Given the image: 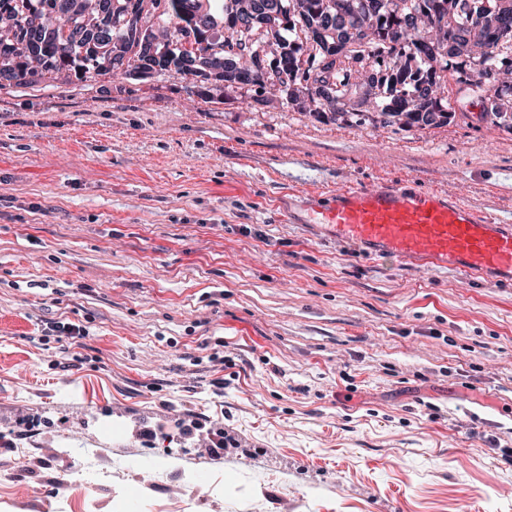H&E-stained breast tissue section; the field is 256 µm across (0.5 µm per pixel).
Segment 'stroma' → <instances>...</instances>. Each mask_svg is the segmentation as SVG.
Masks as SVG:
<instances>
[{
	"mask_svg": "<svg viewBox=\"0 0 512 512\" xmlns=\"http://www.w3.org/2000/svg\"><path fill=\"white\" fill-rule=\"evenodd\" d=\"M383 182L512 222V131L173 70L0 87V512H512V284L295 219Z\"/></svg>",
	"mask_w": 512,
	"mask_h": 512,
	"instance_id": "obj_1",
	"label": "stroma"
}]
</instances>
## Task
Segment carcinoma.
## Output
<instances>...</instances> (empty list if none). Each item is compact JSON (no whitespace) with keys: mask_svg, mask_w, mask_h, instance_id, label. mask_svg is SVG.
<instances>
[{"mask_svg":"<svg viewBox=\"0 0 512 512\" xmlns=\"http://www.w3.org/2000/svg\"><path fill=\"white\" fill-rule=\"evenodd\" d=\"M112 18L101 19L87 12L89 0H0V19L12 21L10 56L0 59V86L4 83H36L52 79L66 69L86 75H104L116 62H137L133 40L123 23L128 8H138L143 0H114ZM148 12L149 38L168 56L167 65L178 66L179 47L173 46L183 28L191 27L203 14L210 27L216 18L207 3L211 0H151ZM224 23L235 30L240 40L251 39L255 45H275L288 65L281 68L277 90L285 94L294 112L330 117L348 122L356 117L372 126L403 128L437 127L450 122L455 113L444 99L427 102L417 96L418 86L432 81L442 90L462 84L465 79L485 71L495 72L498 104L484 113L491 125L512 131V0H216ZM71 13L76 33L51 30V15L57 6ZM251 8L266 24H248L240 29L231 20L242 17ZM338 15L341 23L327 35V40L346 49V61L361 62L385 78L356 90L344 83L347 67H342L336 98L327 104L301 86L299 63L314 68L322 57L323 46L309 41L314 26ZM369 31L362 44L358 35ZM463 33L453 58L441 53L449 35ZM210 52L204 60L209 74L226 82L241 76L224 66V41L214 39L207 30L199 31Z\"/></svg>","mask_w":512,"mask_h":512,"instance_id":"1","label":"carcinoma"}]
</instances>
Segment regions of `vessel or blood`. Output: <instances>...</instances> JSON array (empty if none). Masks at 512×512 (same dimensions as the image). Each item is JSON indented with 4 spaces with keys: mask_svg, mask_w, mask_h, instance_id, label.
Wrapping results in <instances>:
<instances>
[{
    "mask_svg": "<svg viewBox=\"0 0 512 512\" xmlns=\"http://www.w3.org/2000/svg\"><path fill=\"white\" fill-rule=\"evenodd\" d=\"M305 206L308 223L327 226L368 254L512 283V225L443 193L406 184L346 187L310 193Z\"/></svg>",
    "mask_w": 512,
    "mask_h": 512,
    "instance_id": "obj_1",
    "label": "vessel or blood"
}]
</instances>
